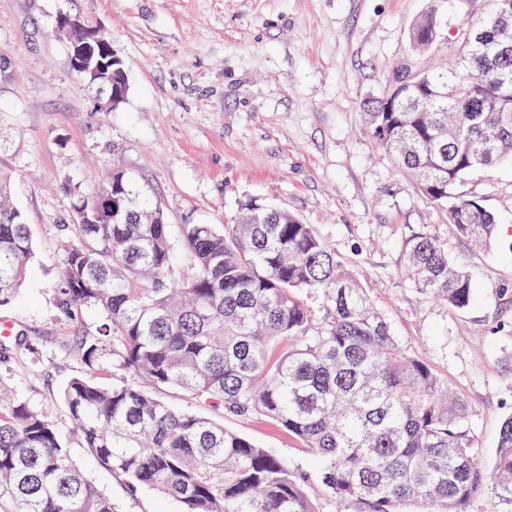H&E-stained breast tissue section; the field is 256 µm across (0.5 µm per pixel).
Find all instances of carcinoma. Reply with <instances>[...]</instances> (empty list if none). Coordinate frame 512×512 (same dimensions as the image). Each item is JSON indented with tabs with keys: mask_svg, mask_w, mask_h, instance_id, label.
<instances>
[{
	"mask_svg": "<svg viewBox=\"0 0 512 512\" xmlns=\"http://www.w3.org/2000/svg\"><path fill=\"white\" fill-rule=\"evenodd\" d=\"M430 6L409 30L411 50L437 40ZM512 5L466 23L448 68L398 69L385 94L363 102L372 138L394 167L448 215L460 241L497 236L495 215L458 191L476 169L512 164ZM95 84L126 98L122 60ZM393 111H386L387 104ZM72 202L57 303L79 328L60 337L87 369L112 356L127 379L71 378L61 396L77 437L127 491L147 486L179 512H319L311 476L206 415L172 409L147 392L175 389L200 406L266 418L321 462L317 481L339 512H512V416L500 426L491 468L474 456L466 402L409 352L335 250L312 225L277 205H251L234 224H183L180 253L161 206L120 167ZM0 179V307L19 294L33 255L24 214ZM416 291L464 309L468 271L427 227L405 243ZM319 293L314 319L304 296ZM0 512H112V501L72 461L43 413L22 399L0 408Z\"/></svg>",
	"mask_w": 512,
	"mask_h": 512,
	"instance_id": "1",
	"label": "carcinoma"
}]
</instances>
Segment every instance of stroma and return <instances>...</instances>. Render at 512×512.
I'll use <instances>...</instances> for the list:
<instances>
[{
	"mask_svg": "<svg viewBox=\"0 0 512 512\" xmlns=\"http://www.w3.org/2000/svg\"><path fill=\"white\" fill-rule=\"evenodd\" d=\"M435 6L440 34L413 52L408 33ZM486 0H0V174L33 234L17 300L0 308V394L19 397L69 439L74 463L113 512H177L144 488L129 496L72 438L60 398L85 374L57 336L61 228L73 191L92 192L113 167L161 204L169 224H228L243 205L274 203L314 226L342 273L361 282L396 336L467 403L475 448L491 461L512 415V165L483 168L459 190L499 224L485 248L461 243L445 213L395 170L365 125L398 65L431 72L459 51L457 33ZM100 25L123 60L128 93L102 111L104 90L76 75L51 29L57 13ZM435 226L476 284L453 310L405 275L406 238ZM216 421L289 467L318 459L275 423Z\"/></svg>",
	"mask_w": 512,
	"mask_h": 512,
	"instance_id": "obj_1",
	"label": "stroma"
}]
</instances>
